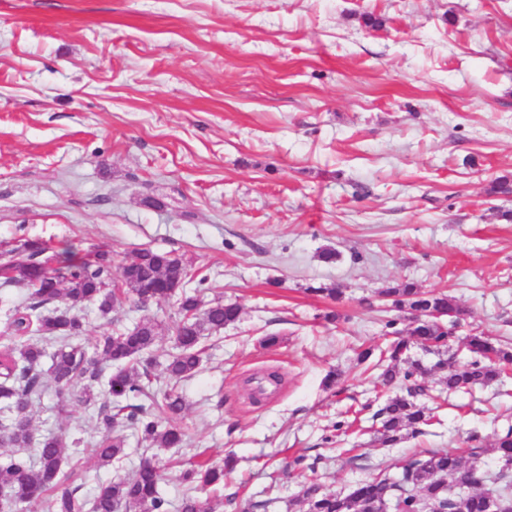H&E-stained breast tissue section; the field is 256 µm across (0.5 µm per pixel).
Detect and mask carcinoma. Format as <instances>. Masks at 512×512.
<instances>
[{"label":"carcinoma","mask_w":512,"mask_h":512,"mask_svg":"<svg viewBox=\"0 0 512 512\" xmlns=\"http://www.w3.org/2000/svg\"><path fill=\"white\" fill-rule=\"evenodd\" d=\"M206 278L194 279L188 262L173 252L140 249L118 266L112 277V251L98 247L83 257L69 248L53 251L34 240L18 241L0 251V287L27 292V299L14 306L9 322L10 339L0 344V421L5 422L6 443L15 448L6 463L0 462V512H169L161 492L163 472L145 460L128 479L101 484L86 496L73 485L79 461L65 456L61 437L33 433L30 407L43 397V365L55 384L53 408L66 412L71 397L93 413L103 429L102 438L87 452L101 466L120 462L129 455L124 437L114 434L123 425L137 431L152 448H179L183 433L175 421L184 412L182 396L174 387L162 390L160 378L178 383L192 378L206 352L205 337L236 322L238 304L216 297L203 302ZM180 294L181 319L173 331L174 352L164 366L155 356L157 324L143 317L131 330H116L100 337L93 350L74 341L82 335L84 322L79 310L94 304L102 317L114 304L131 301L168 300ZM380 295L391 299L399 311L408 310L418 319L402 335L397 320L386 322L394 337L380 351L378 362L387 385L399 391L388 396L372 414L376 440L391 446L423 434L431 424L434 399L429 376L445 374L448 390L489 385L512 370V349L484 335L466 337L471 353L463 366L448 358V339L466 316L446 294L426 292L413 283L389 286ZM432 364L411 356V342ZM494 451L500 463L492 477L481 475L463 462L452 449L417 452L390 476L381 471L357 484L349 493H328L318 478L321 458L292 462L302 477L300 484L307 512H428L438 504L445 512H483L487 499H495L512 512V428L496 440ZM190 488L181 499L180 512H213L212 499L198 493L224 482V466L203 458L189 463L182 475ZM491 487H484V483Z\"/></svg>","instance_id":"1"}]
</instances>
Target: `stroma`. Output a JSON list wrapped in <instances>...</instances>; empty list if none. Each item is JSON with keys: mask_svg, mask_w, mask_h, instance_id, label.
Returning <instances> with one entry per match:
<instances>
[{"mask_svg": "<svg viewBox=\"0 0 512 512\" xmlns=\"http://www.w3.org/2000/svg\"><path fill=\"white\" fill-rule=\"evenodd\" d=\"M498 177L512 181V0H0V242L106 245L117 262L173 251L207 276L206 299L241 308L177 386L184 446L155 451L169 512L199 452L236 459L216 512H306L285 468L302 454L321 457L331 493L425 449L498 470L512 377L450 394L424 436L384 448L363 409L381 386L357 362L386 342L379 289L404 281L467 309L455 364L472 333L512 341V195L486 194ZM177 309L89 305L83 339L148 315L163 359ZM275 370L281 388L253 399ZM53 404L33 403V425L78 458L97 421ZM350 410L358 429L336 436Z\"/></svg>", "mask_w": 512, "mask_h": 512, "instance_id": "obj_1", "label": "stroma"}]
</instances>
